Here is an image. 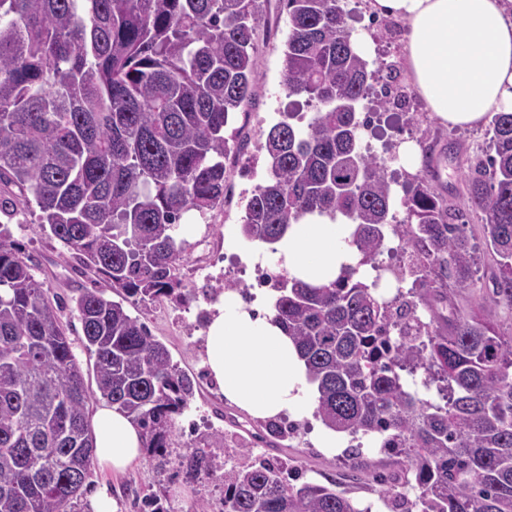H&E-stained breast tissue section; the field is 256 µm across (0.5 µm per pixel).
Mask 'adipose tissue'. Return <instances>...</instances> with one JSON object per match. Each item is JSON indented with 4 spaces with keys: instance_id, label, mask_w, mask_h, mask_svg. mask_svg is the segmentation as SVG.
<instances>
[{
    "instance_id": "ef3b65f1",
    "label": "adipose tissue",
    "mask_w": 512,
    "mask_h": 512,
    "mask_svg": "<svg viewBox=\"0 0 512 512\" xmlns=\"http://www.w3.org/2000/svg\"><path fill=\"white\" fill-rule=\"evenodd\" d=\"M370 7L404 22L408 82L441 122L474 127L487 114L512 111V15L502 0H370ZM352 230L344 217L308 215L245 260L264 258L288 277L326 284L359 258ZM266 305L261 291L250 301L224 292L204 331L205 364L224 397L252 417H307L316 400L304 362ZM93 434L103 470L123 471L142 455L140 428L109 405L97 408Z\"/></svg>"
}]
</instances>
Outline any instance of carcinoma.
I'll use <instances>...</instances> for the list:
<instances>
[{
  "label": "carcinoma",
  "mask_w": 512,
  "mask_h": 512,
  "mask_svg": "<svg viewBox=\"0 0 512 512\" xmlns=\"http://www.w3.org/2000/svg\"><path fill=\"white\" fill-rule=\"evenodd\" d=\"M283 85L314 107L288 111L262 148L268 175L247 199L240 233L274 243L306 214L355 225L356 266L322 285L275 278V319L316 386V415L352 437L379 436L403 459L397 474L416 499L392 512H512V337L457 296L476 286L465 227L481 217L494 255L489 301L512 309V112L489 124V153L469 161L465 207L426 177L362 149L363 100L374 115L375 72L341 0H284ZM259 0H0V212L35 202L40 224L121 296L98 288L72 298L85 383L58 313L10 235L0 230V512H71L94 455L89 402L103 400L168 448L194 381L124 302L193 290L180 278L182 219L224 202V128L259 77ZM416 181L398 217V178ZM416 269L390 265L396 294L382 301L358 277L387 234ZM413 287L402 291L407 278ZM428 313L417 314L418 307ZM436 388L419 396L404 376ZM192 476L210 466L195 449ZM283 464L260 459L224 471V512H364L334 488L285 483Z\"/></svg>",
  "instance_id": "carcinoma-1"
}]
</instances>
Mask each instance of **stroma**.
<instances>
[{
  "instance_id": "stroma-1",
  "label": "stroma",
  "mask_w": 512,
  "mask_h": 512,
  "mask_svg": "<svg viewBox=\"0 0 512 512\" xmlns=\"http://www.w3.org/2000/svg\"><path fill=\"white\" fill-rule=\"evenodd\" d=\"M353 12L351 25L360 31L372 46L371 58L384 63L402 60L405 27L401 20L377 17L369 12L368 0H346ZM256 48L260 76L251 103L235 112L225 129L226 136L235 138L242 149L228 155L224 204L221 208L199 217L197 224L183 228L178 238L185 243L182 278L194 288L195 297L183 305L165 297L131 308V315L145 322L151 334L164 343L172 359L195 381L194 395L178 424L181 434L175 435L165 455L145 449L143 457L121 474L91 467L81 495L74 502L73 512H88L87 502L101 488H108L116 501L118 512H142L146 499L155 497L166 512H221L224 501L225 469L244 463L246 457L280 459L288 464L290 474L302 481L319 484L336 482L359 508L371 512H388L382 500V488L376 482L377 473H393L402 467L400 457L366 444L358 457L350 455V436H343L340 447H318L313 431L315 421L305 419L297 434L283 440L281 447L269 448L254 442L250 455H243L235 446L214 445L208 448L214 472L210 475H187L181 465L187 455L189 439L203 441L212 433H235L246 430L260 433L263 420L226 400L218 385L204 367L202 332L212 300L209 289L227 282L251 287L252 267L242 263V254L253 251V244L243 240L240 224L245 203L256 185L267 175V162L259 144L281 114L289 108L283 87L282 50L288 36V13L283 0H264ZM393 85L403 99L382 113L369 129L364 141L378 157L386 159L394 144L412 139L430 149L434 165L433 187L447 200L465 205L464 176L467 160L485 151L488 138L485 126L453 127L441 123L428 111L425 103L412 90L404 70L394 74ZM0 225L25 254L36 279L43 283L51 299H69L77 289L91 287L90 276L82 274L75 255L69 252L39 223L38 207H18L10 214L0 213ZM215 258L214 266L198 273L202 257Z\"/></svg>"
}]
</instances>
